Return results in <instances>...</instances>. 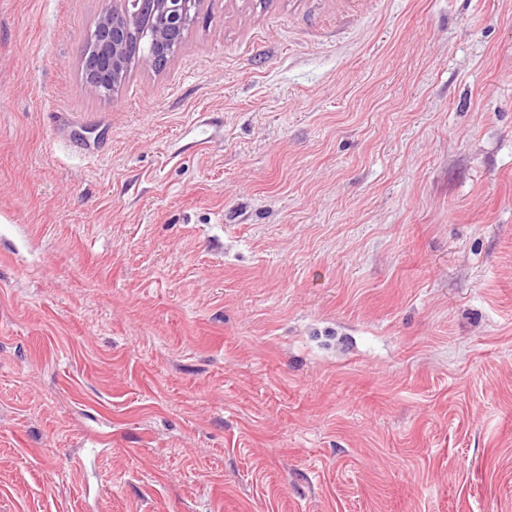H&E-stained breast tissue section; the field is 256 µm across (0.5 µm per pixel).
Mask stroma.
<instances>
[{
    "label": "stroma",
    "instance_id": "obj_1",
    "mask_svg": "<svg viewBox=\"0 0 512 512\" xmlns=\"http://www.w3.org/2000/svg\"><path fill=\"white\" fill-rule=\"evenodd\" d=\"M101 6L0 0V512H512V0ZM199 1L202 0H153L150 5L162 20L156 31L147 33L139 29L133 17L137 0H102L98 21L85 40H91L94 47L100 40L99 54L104 63L93 67L90 54L82 57L87 91L97 97L114 96L125 78L128 59L145 68H163L181 49L184 31L198 20L194 7Z\"/></svg>",
    "mask_w": 512,
    "mask_h": 512
}]
</instances>
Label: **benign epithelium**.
I'll use <instances>...</instances> for the list:
<instances>
[{
	"label": "benign epithelium",
	"instance_id": "benign-epithelium-1",
	"mask_svg": "<svg viewBox=\"0 0 512 512\" xmlns=\"http://www.w3.org/2000/svg\"><path fill=\"white\" fill-rule=\"evenodd\" d=\"M199 0H153L151 6L161 15L156 31L139 29L134 18L137 0H102L103 7L87 39L101 44L103 65L93 67L90 56L82 57L87 91L110 98L125 78V62L134 59L145 68L161 69L183 45L184 31L198 20Z\"/></svg>",
	"mask_w": 512,
	"mask_h": 512
}]
</instances>
